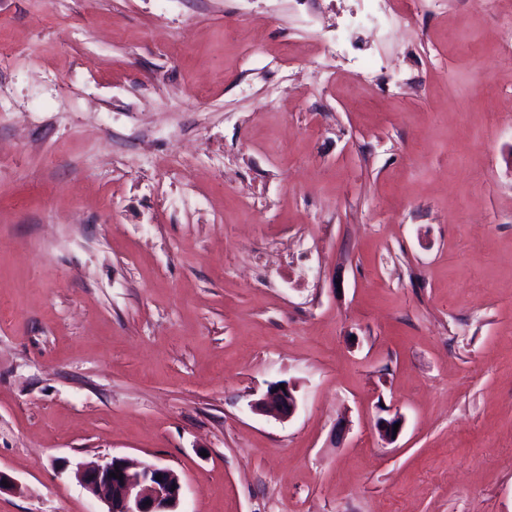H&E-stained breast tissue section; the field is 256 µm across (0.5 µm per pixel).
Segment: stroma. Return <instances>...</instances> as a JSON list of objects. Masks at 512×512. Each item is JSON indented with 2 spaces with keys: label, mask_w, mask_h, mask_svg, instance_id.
Segmentation results:
<instances>
[{
  "label": "stroma",
  "mask_w": 512,
  "mask_h": 512,
  "mask_svg": "<svg viewBox=\"0 0 512 512\" xmlns=\"http://www.w3.org/2000/svg\"><path fill=\"white\" fill-rule=\"evenodd\" d=\"M506 28L0 0V512H103L114 456L179 512H512ZM284 384L285 390L280 388ZM296 387L289 383L280 382L268 387L264 395L253 403V410L259 413H269L285 420L290 419L297 409ZM110 473H117L122 480L110 477ZM75 477L88 493L107 504L105 512H179L176 509L183 486L179 476L168 467L112 457L91 467H77ZM146 501L149 505H145Z\"/></svg>",
  "instance_id": "obj_1"
}]
</instances>
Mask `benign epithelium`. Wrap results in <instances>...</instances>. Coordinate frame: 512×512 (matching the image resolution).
I'll list each match as a JSON object with an SVG mask.
<instances>
[{
	"label": "benign epithelium",
	"instance_id": "obj_1",
	"mask_svg": "<svg viewBox=\"0 0 512 512\" xmlns=\"http://www.w3.org/2000/svg\"><path fill=\"white\" fill-rule=\"evenodd\" d=\"M296 387L272 384L253 403V410L289 419L297 409ZM400 416L378 418L376 428L382 440L394 442V424ZM117 477H112V473ZM75 477L92 496L103 500L107 512H177L183 486L170 468L156 463H133L124 457H112L91 467H77Z\"/></svg>",
	"mask_w": 512,
	"mask_h": 512
}]
</instances>
